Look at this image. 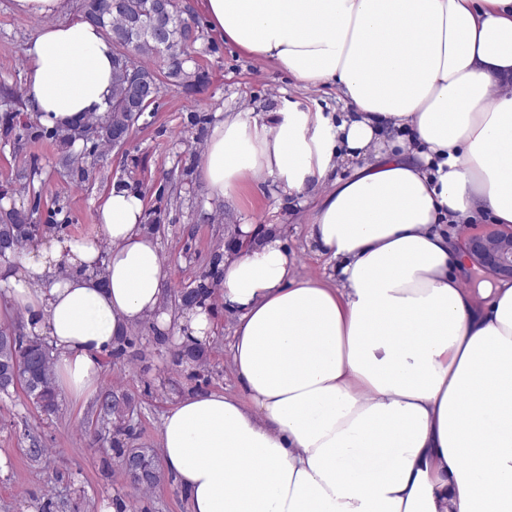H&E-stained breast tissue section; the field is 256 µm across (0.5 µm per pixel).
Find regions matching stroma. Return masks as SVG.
I'll return each instance as SVG.
<instances>
[{
    "instance_id": "obj_1",
    "label": "stroma",
    "mask_w": 512,
    "mask_h": 512,
    "mask_svg": "<svg viewBox=\"0 0 512 512\" xmlns=\"http://www.w3.org/2000/svg\"><path fill=\"white\" fill-rule=\"evenodd\" d=\"M186 2L187 19L199 33L184 65L190 82L165 87L124 147L95 151L75 143L88 162L81 176L62 164L52 128L38 120L24 95L23 50L44 21L0 0V197L30 213L41 237L81 236L96 233L97 209L113 185L138 189L143 226L159 243L166 307L180 312L182 292L204 284L214 323L200 363L182 357L180 344L155 336L150 323L141 324L105 356L97 395L84 403L62 393L58 411L49 414L21 389L0 393V453L8 458L0 473V512H100L114 495L129 512H188L187 495L172 478L147 492L136 489L117 450L159 449L162 416L177 398L202 391L239 394L225 360L235 318L224 310L214 274L230 227L252 225L259 237L276 226L296 253L300 276L326 272L327 258L306 239L305 210L273 195L269 182H246L231 198H213L201 175V154L208 130L225 113L259 112L285 97L336 114L335 88H297L287 73L220 39L198 0ZM110 392L128 397L131 411L103 429L99 403Z\"/></svg>"
}]
</instances>
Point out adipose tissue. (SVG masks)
Masks as SVG:
<instances>
[{
  "mask_svg": "<svg viewBox=\"0 0 512 512\" xmlns=\"http://www.w3.org/2000/svg\"><path fill=\"white\" fill-rule=\"evenodd\" d=\"M65 0H12L49 18L24 47L40 121L102 114L115 46ZM211 29L301 88L334 85L344 115L298 100L225 113L205 138L212 196L275 180L310 208L306 237L333 261L297 276L281 233L225 250L241 396L189 394L160 451L189 512H512V280L472 270L462 229L512 232V0H201ZM348 175H338L341 167ZM141 195L113 187L99 231L54 235L0 264V295L48 337L55 380L96 392L101 357L144 320L207 339L180 316ZM457 234H448L447 225Z\"/></svg>",
  "mask_w": 512,
  "mask_h": 512,
  "instance_id": "ef3b65f1",
  "label": "adipose tissue"
}]
</instances>
